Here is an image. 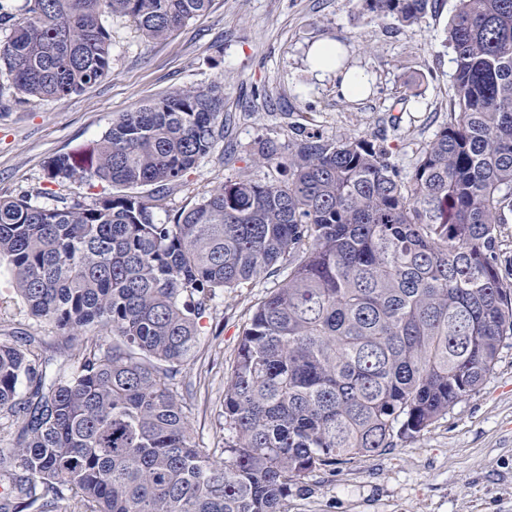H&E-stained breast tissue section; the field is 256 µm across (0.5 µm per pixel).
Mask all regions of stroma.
I'll return each instance as SVG.
<instances>
[{
    "mask_svg": "<svg viewBox=\"0 0 512 512\" xmlns=\"http://www.w3.org/2000/svg\"><path fill=\"white\" fill-rule=\"evenodd\" d=\"M457 0L405 26L379 19L357 0H212L209 11L164 40H146L121 17L112 28V72L65 101L16 103L0 73V197L24 194L42 205L62 197L86 203L110 195L105 182L49 183L48 158L86 157L113 118L184 87L224 85V137L182 181L170 185L158 221L207 191L242 175L280 179L276 166L253 162L263 139L317 132L329 138L380 136L391 163L412 174L421 149L448 122L455 63L444 42ZM338 41L348 66L372 90L364 98L339 91L335 74L308 63L313 45ZM258 280L218 294L201 322V341L179 378L197 442L224 445V388L252 305L272 288ZM23 332L45 355L64 361L81 336L26 316L13 297L11 269L0 263V337ZM313 495H290L286 512H512V339L479 390L449 408L420 436L361 462L317 475Z\"/></svg>",
    "mask_w": 512,
    "mask_h": 512,
    "instance_id": "obj_1",
    "label": "stroma"
}]
</instances>
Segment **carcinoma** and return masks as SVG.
Masks as SVG:
<instances>
[{
    "instance_id": "obj_1",
    "label": "carcinoma",
    "mask_w": 512,
    "mask_h": 512,
    "mask_svg": "<svg viewBox=\"0 0 512 512\" xmlns=\"http://www.w3.org/2000/svg\"><path fill=\"white\" fill-rule=\"evenodd\" d=\"M455 110L408 178L365 135L261 140L258 164L157 222L159 193L224 138L220 83L112 121L47 179L91 205L0 198V261L27 315L86 340L51 369L0 339V512H285L308 478L414 439L477 390L512 336L500 225L512 218V0H458ZM406 25L441 0H359ZM211 0L0 3V68L62 101L109 76L110 14L162 40ZM274 279L242 325L224 448L196 442L176 376L210 302Z\"/></svg>"
}]
</instances>
